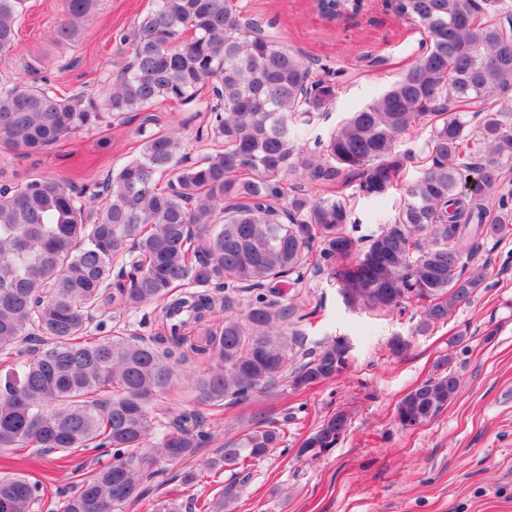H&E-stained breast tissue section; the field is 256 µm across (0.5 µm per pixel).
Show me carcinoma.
<instances>
[{"instance_id":"carcinoma-1","label":"carcinoma","mask_w":512,"mask_h":512,"mask_svg":"<svg viewBox=\"0 0 512 512\" xmlns=\"http://www.w3.org/2000/svg\"><path fill=\"white\" fill-rule=\"evenodd\" d=\"M98 0H64L54 44L80 40ZM397 17L427 40L406 73L350 115L316 154L305 126L336 99L330 73L313 67L271 35L246 23L232 0H153L120 37L131 60L100 99L89 89L60 96L49 80L0 83V448L76 452L112 449V461L64 498L62 512H123L141 495L158 460L188 465L213 441L204 418L183 410L162 422L152 405L188 362L185 348L209 371L196 380L202 398L242 404L288 378L304 390L349 366L342 337L296 356L302 332L284 287L327 271L350 309L420 308L416 331L447 323L492 275L474 263L479 240L512 234L504 188L512 172V0H394ZM23 0H0V61L14 48ZM191 37L184 38L185 33ZM195 103L210 112L206 138L215 147L194 162L176 129L147 131L142 150L99 182L9 174L17 154L46 153L62 137L130 112ZM429 127L419 176L404 188L393 223L366 238L344 188L385 198L411 155L398 143ZM477 174L474 190L468 176ZM336 182L309 196L290 180ZM160 307L163 331L125 336L96 324L108 306ZM224 315L203 346H188L185 327ZM38 341L40 347L28 344ZM453 371L406 393L395 407L404 429L424 425L460 390ZM344 412L325 419L300 455L335 448ZM284 431L261 420L202 462L212 475L242 473L279 447ZM149 448L146 454L138 453ZM40 483L0 476V512H31ZM226 486L206 512H230Z\"/></svg>"}]
</instances>
